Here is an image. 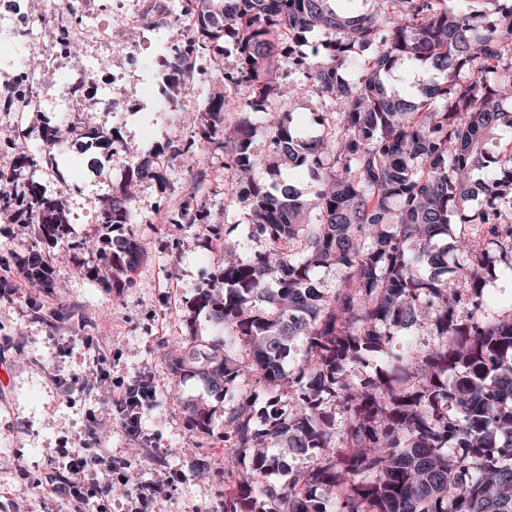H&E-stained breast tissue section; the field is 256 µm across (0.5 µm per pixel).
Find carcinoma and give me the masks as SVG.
Listing matches in <instances>:
<instances>
[{"label": "carcinoma", "instance_id": "1", "mask_svg": "<svg viewBox=\"0 0 512 512\" xmlns=\"http://www.w3.org/2000/svg\"><path fill=\"white\" fill-rule=\"evenodd\" d=\"M352 2L181 0V14L198 24L163 59L170 77H183L201 39L239 60L222 77L225 94L202 109V145L224 133L228 93L247 84L261 102L243 107L262 110L279 70L301 69L297 91L326 108L313 139L284 114L259 127L239 122L227 140L224 168L247 185L249 223L266 246L249 261H224L198 300L224 328L206 376L226 393L253 377L281 409L261 425L246 394L225 403L224 512H327L324 488L335 491L336 512H512V314L482 320L491 252L512 256V151H489L496 131L512 129V0H368L361 13ZM405 64L433 73L412 100L386 85ZM29 93L17 75L0 90V112L16 111ZM260 135L276 155L271 175L281 162L307 172L313 199L249 177ZM115 137L86 136L90 166L114 157ZM61 143L48 127L43 148L0 167V212L23 207L49 244L65 234V210L23 176ZM157 178L145 161L126 164L99 223L114 231L131 223L128 187ZM472 224L477 234L460 235L456 251L480 264H460L448 278L439 242ZM141 256L136 240L121 237L106 258L127 274ZM327 266L343 272L333 294L314 279ZM418 327L433 338L425 353L389 349ZM300 345L304 357L284 372ZM378 355L390 370L358 374ZM187 413L199 431L212 430L205 407ZM313 448L323 449L318 462L289 467L288 485L268 481L284 455Z\"/></svg>", "mask_w": 512, "mask_h": 512}]
</instances>
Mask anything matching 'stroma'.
<instances>
[{"label": "stroma", "instance_id": "1", "mask_svg": "<svg viewBox=\"0 0 512 512\" xmlns=\"http://www.w3.org/2000/svg\"><path fill=\"white\" fill-rule=\"evenodd\" d=\"M139 26L150 41L137 55L122 60L127 89L111 95L98 84L96 94L112 98V109L95 112L90 124L117 131L124 144L122 159L104 163L90 173L79 153L65 151L56 158L69 183L57 192L40 171L30 179L44 185L62 202L69 224L59 244L44 251L54 269L52 286L43 289L17 275L8 297L0 298V512H60L57 498L33 489L36 478L65 474L63 447L108 448L132 458L128 482H114L105 501L90 499L86 512H129L136 486L153 484L169 473L179 475L166 496L150 502L147 512H224V395L214 391L194 368L170 374L164 360V342L183 336L217 341L222 331L198 298L209 290L224 266V240L232 238L242 260L264 247L248 234L249 208L230 175L224 172V142L215 139L204 151L194 148L200 112L210 93L218 91V75L235 69L232 54L218 57L215 68L202 71L189 86L168 85L158 59L165 54L176 28L153 29L150 19ZM279 91L272 110L291 113L294 122L308 128L311 113L319 111L317 98L296 95L283 75H276ZM167 88L165 97L148 95L151 86ZM70 99L52 98L46 111L25 115L0 112V131H10L22 149L40 145L45 128L63 124ZM197 155L210 173L203 188L193 184L188 166ZM164 159L161 178L138 183L132 203L134 221L125 225L143 248L139 265L127 284L114 290L112 273L101 265L100 250L108 230L94 221L113 186L124 177L125 162L147 156ZM206 209L207 223L193 221ZM41 247L38 227L0 214V267L15 270V254ZM101 268L96 280L85 278V263ZM512 306V269L496 261L487 277V321H497ZM110 359L105 379L94 378L99 352ZM83 377L81 386L63 390L59 381ZM151 376L156 399L142 412V437L130 438L119 421H107L98 438H89L92 419H105L108 391H116L141 376ZM211 409L216 421L212 434L199 433L186 412L188 404ZM208 460L199 468V460Z\"/></svg>", "mask_w": 512, "mask_h": 512}]
</instances>
